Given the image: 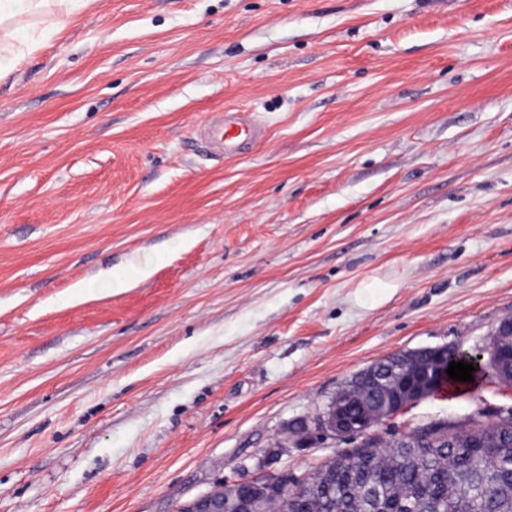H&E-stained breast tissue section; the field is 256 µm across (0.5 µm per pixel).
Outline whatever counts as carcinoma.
<instances>
[{
    "label": "carcinoma",
    "instance_id": "obj_1",
    "mask_svg": "<svg viewBox=\"0 0 512 512\" xmlns=\"http://www.w3.org/2000/svg\"><path fill=\"white\" fill-rule=\"evenodd\" d=\"M374 369L373 363L359 385L340 391L353 420L403 384L380 389ZM408 438V448L380 440L374 448L340 452L348 470L328 485L315 470L307 476L311 489L292 494L295 504L278 490L268 496L266 512H512V409L494 422L425 423Z\"/></svg>",
    "mask_w": 512,
    "mask_h": 512
}]
</instances>
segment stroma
Instances as JSON below:
<instances>
[{"instance_id":"stroma-1","label":"stroma","mask_w":512,"mask_h":512,"mask_svg":"<svg viewBox=\"0 0 512 512\" xmlns=\"http://www.w3.org/2000/svg\"><path fill=\"white\" fill-rule=\"evenodd\" d=\"M29 39L0 82V512L310 474L348 444L295 428L356 373L512 318V0H95ZM221 110L266 134L216 162ZM508 407L485 376L378 431Z\"/></svg>"}]
</instances>
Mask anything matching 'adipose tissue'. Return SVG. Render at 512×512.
Instances as JSON below:
<instances>
[{
    "mask_svg": "<svg viewBox=\"0 0 512 512\" xmlns=\"http://www.w3.org/2000/svg\"><path fill=\"white\" fill-rule=\"evenodd\" d=\"M93 0H0V79L16 70L31 52L25 34L43 25L62 30L77 9Z\"/></svg>",
    "mask_w": 512,
    "mask_h": 512,
    "instance_id": "1",
    "label": "adipose tissue"
}]
</instances>
